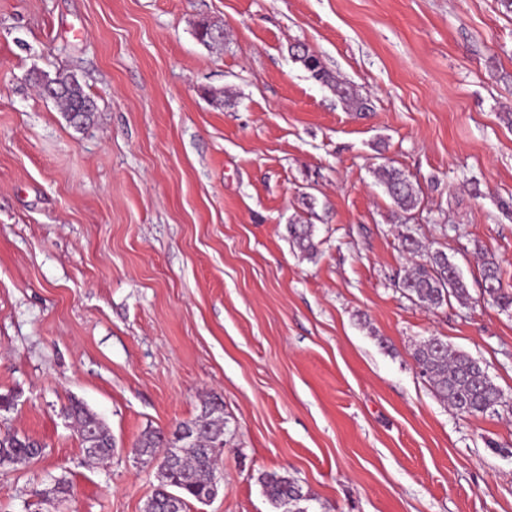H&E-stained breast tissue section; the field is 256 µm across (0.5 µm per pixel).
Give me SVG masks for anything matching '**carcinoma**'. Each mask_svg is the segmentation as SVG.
I'll list each match as a JSON object with an SVG mask.
<instances>
[{
    "mask_svg": "<svg viewBox=\"0 0 512 512\" xmlns=\"http://www.w3.org/2000/svg\"><path fill=\"white\" fill-rule=\"evenodd\" d=\"M196 34L205 44L217 42L223 36L221 29L207 22L198 24ZM296 58L313 79L336 90L358 111L366 110V104L356 97L353 89L337 80L316 54L305 48L298 51ZM35 83L40 87L46 83L51 85L56 91L55 100L66 112L86 118L91 116L89 112H82L88 94L73 76L60 73L46 81L37 78ZM378 179L400 210L409 212L420 206V189L403 170L384 165L378 169ZM288 237L292 245L304 254L312 255L317 250L311 224L288 225ZM480 276L483 294L502 310L512 309V291L503 287L499 266L493 261L484 262ZM399 287L409 298L428 308H438L453 297L469 298L461 270L443 251L428 253L425 262L417 263L405 272ZM413 359L419 375L462 416L483 415L504 403L502 390L488 376L482 362L463 351L451 350L439 338L432 337L419 344L414 349ZM62 412L72 420L82 448L92 449L87 454L88 458L99 463L112 457V434L96 413L79 400L70 401ZM190 423L202 426L203 431L190 447L178 449L175 464H167L164 432L161 430L147 432L135 445L140 457L147 461L159 460L158 486L145 512H188L191 502L203 503L210 498V475L215 467L212 448L224 444L226 431L224 408L219 398L204 402L200 413ZM42 453L43 446L28 437L9 431L0 433V470L25 465ZM259 482L264 495L279 512H310L314 497L304 493L288 474L263 473Z\"/></svg>",
    "mask_w": 512,
    "mask_h": 512,
    "instance_id": "carcinoma-1",
    "label": "carcinoma"
}]
</instances>
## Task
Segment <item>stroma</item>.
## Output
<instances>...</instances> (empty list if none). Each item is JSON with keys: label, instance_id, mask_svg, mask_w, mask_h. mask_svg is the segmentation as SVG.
Segmentation results:
<instances>
[{"label": "stroma", "instance_id": "1", "mask_svg": "<svg viewBox=\"0 0 512 512\" xmlns=\"http://www.w3.org/2000/svg\"><path fill=\"white\" fill-rule=\"evenodd\" d=\"M224 31L206 45L200 22ZM306 45L347 106L296 61ZM95 99L74 120L33 75ZM512 13L500 0H0V431L44 444L0 471V512H144L130 453L219 398L220 489L190 512H512ZM417 182L401 211L375 170ZM312 225L315 255L289 224ZM444 251L470 297L410 300L400 234ZM438 337L505 405L464 417L421 378ZM87 404L118 448L88 464ZM71 486L52 499L56 480ZM303 50H299L296 56L297 60L301 62L303 67L310 72L311 77L321 84L333 88L336 93L347 103H351L354 107L362 112L367 109L366 104L360 101L353 89L347 84L340 82L336 77L327 70L322 64L319 57L311 53L305 46L298 45ZM297 46V47H298ZM480 276L483 294L487 295L503 311L512 309V291L503 287L499 266L494 261H485L481 266ZM263 493L278 512H312L314 497L304 493L297 481L285 473H263L259 477Z\"/></svg>", "mask_w": 512, "mask_h": 512}]
</instances>
